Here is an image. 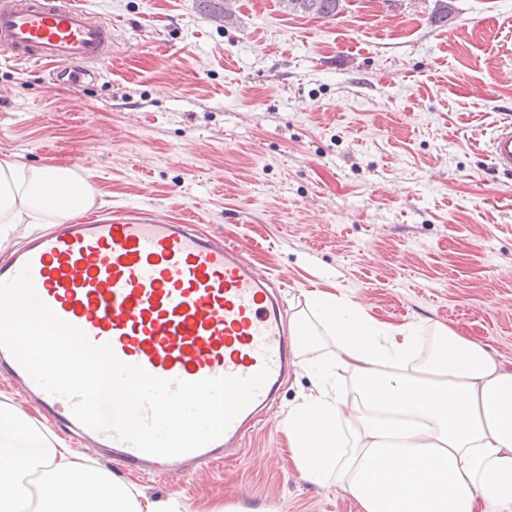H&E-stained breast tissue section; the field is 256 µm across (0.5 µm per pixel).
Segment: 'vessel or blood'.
<instances>
[{"label": "vessel or blood", "mask_w": 512, "mask_h": 512, "mask_svg": "<svg viewBox=\"0 0 512 512\" xmlns=\"http://www.w3.org/2000/svg\"><path fill=\"white\" fill-rule=\"evenodd\" d=\"M0 53L69 80L96 77L112 55V25L78 0H0ZM495 169L512 171V121L490 141ZM30 266L39 298L61 319L116 357L153 376L269 377L218 440L190 453H144L107 432L90 429L69 403L40 388L0 347V371L19 382L45 415L103 448L132 472L193 474L241 451L247 426L276 399L296 360L284 305L243 248L186 223L77 217L31 240L0 265V282Z\"/></svg>", "instance_id": "1"}]
</instances>
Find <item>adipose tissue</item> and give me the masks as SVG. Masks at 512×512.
Wrapping results in <instances>:
<instances>
[{"label":"adipose tissue","instance_id":"adipose-tissue-1","mask_svg":"<svg viewBox=\"0 0 512 512\" xmlns=\"http://www.w3.org/2000/svg\"><path fill=\"white\" fill-rule=\"evenodd\" d=\"M92 196L69 168L0 163V223L71 217ZM291 324L298 349L321 336L331 359L308 366L312 388L288 411V441L307 481L335 483L363 512H512V369L478 342L440 328L428 357L413 329L393 332L329 293ZM356 381L352 403L335 376ZM0 512H169L73 459L63 440L0 408Z\"/></svg>","mask_w":512,"mask_h":512}]
</instances>
